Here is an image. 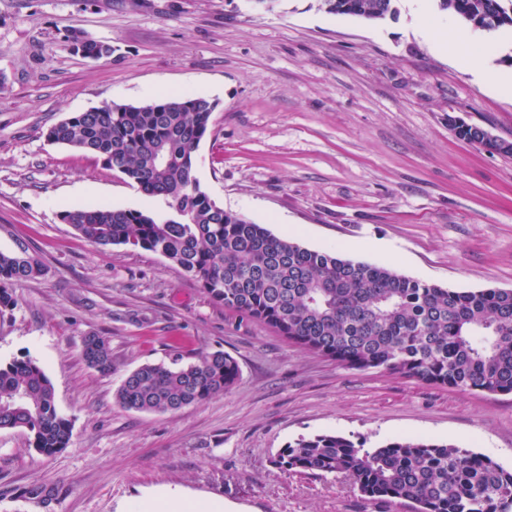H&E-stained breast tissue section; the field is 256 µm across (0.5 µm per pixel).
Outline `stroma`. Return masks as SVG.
Instances as JSON below:
<instances>
[{"mask_svg":"<svg viewBox=\"0 0 512 512\" xmlns=\"http://www.w3.org/2000/svg\"><path fill=\"white\" fill-rule=\"evenodd\" d=\"M394 16L336 17L319 0H0V250L26 241L44 275L15 284L0 317V362L35 360L72 423L68 448L40 455L0 430V512H135L168 489L235 512H412L372 500L343 476L275 459L321 433L426 438L512 470V394L461 392L356 370L225 309L160 254L93 246L62 210L162 211L95 157L50 144L47 129L105 102L171 93L215 103L196 176L224 209L277 236L462 291L512 289V156L456 138L457 117L512 141V34L463 28L469 66L419 30L432 0H395ZM75 31L109 58L71 53ZM107 337L114 368L81 355ZM224 351L240 378L223 396L166 414L115 400L145 363ZM42 483L44 506L20 496Z\"/></svg>","mask_w":512,"mask_h":512,"instance_id":"1","label":"stroma"}]
</instances>
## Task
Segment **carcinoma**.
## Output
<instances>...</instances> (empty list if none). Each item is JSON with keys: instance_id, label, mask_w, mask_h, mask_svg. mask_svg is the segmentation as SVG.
Returning <instances> with one entry per match:
<instances>
[{"instance_id": "1", "label": "carcinoma", "mask_w": 512, "mask_h": 512, "mask_svg": "<svg viewBox=\"0 0 512 512\" xmlns=\"http://www.w3.org/2000/svg\"><path fill=\"white\" fill-rule=\"evenodd\" d=\"M335 16L383 20L394 0H320ZM438 11L488 35L512 30V0H434ZM216 104L178 95L141 104L105 102L47 130V140L93 155L150 197L162 214L101 207L66 209L62 220L94 246L158 253L195 278L215 301L288 341L350 369L459 391L512 394V290L459 291L383 265L308 249L226 210L201 189L196 152ZM40 258L18 243L0 252V313L12 286L42 276ZM86 364L112 370L105 336H86ZM240 377L223 351L180 364H143L116 391L123 408L166 413L224 395ZM27 431L32 449L68 447L69 419L55 388L32 359L0 363V429ZM275 464L286 471L342 475L372 499L415 504V512H512V470L448 443L401 437L375 447L336 434L289 443ZM58 489L29 485L21 497L44 503Z\"/></svg>"}]
</instances>
